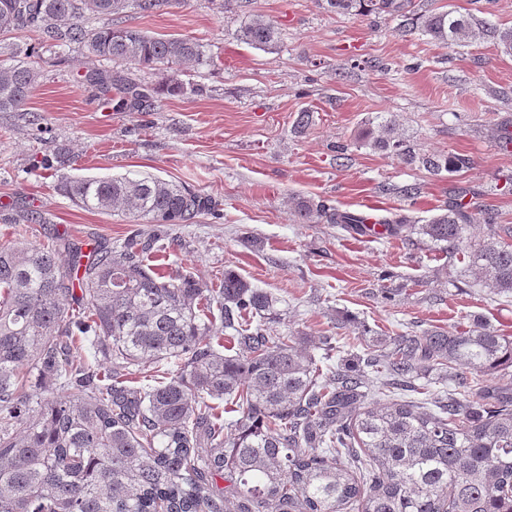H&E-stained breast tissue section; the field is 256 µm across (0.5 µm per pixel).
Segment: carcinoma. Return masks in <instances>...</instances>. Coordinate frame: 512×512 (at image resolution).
<instances>
[{
    "instance_id": "cac0c4a2",
    "label": "carcinoma",
    "mask_w": 512,
    "mask_h": 512,
    "mask_svg": "<svg viewBox=\"0 0 512 512\" xmlns=\"http://www.w3.org/2000/svg\"><path fill=\"white\" fill-rule=\"evenodd\" d=\"M174 0H0V33L38 29L85 47L103 60L171 69L203 58L185 36L158 38L132 27L87 29L85 14L110 17L131 7L150 14ZM343 15L402 18L401 35L422 34L446 47L491 41L512 53V27L470 13L418 15L408 0H319ZM239 41L263 49L280 32L246 18ZM38 74L0 67V112H22ZM86 81L115 89L140 108L148 87L109 70ZM373 149L429 172L460 171L464 155H416L379 117ZM76 206L121 210L155 225L116 248H82L57 237L46 244H0V512H512V388L484 386L470 372L512 367V340L475 326L462 333L395 336L363 367H338L322 379L294 335L269 336L281 300L232 270L217 281L169 278L147 263L167 224H195L216 202L152 176L67 180ZM458 189L444 212L414 226L407 216L379 220L392 236L416 231L456 249L479 211L490 234L470 245V269L498 293H512V228L489 205L463 201ZM303 224L365 220L323 201L295 200ZM237 345L226 355L224 333ZM83 356L75 359L70 351ZM112 363L103 366L101 360ZM176 369L154 383L128 386L140 365ZM454 373L455 391L375 407L365 370L381 393L414 390L419 366ZM239 417L224 432L217 410ZM230 482L227 500L216 478Z\"/></svg>"
}]
</instances>
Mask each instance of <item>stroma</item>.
<instances>
[{"instance_id":"1","label":"stroma","mask_w":512,"mask_h":512,"mask_svg":"<svg viewBox=\"0 0 512 512\" xmlns=\"http://www.w3.org/2000/svg\"><path fill=\"white\" fill-rule=\"evenodd\" d=\"M443 8L487 10L512 26V0L411 3L418 14ZM249 14L279 27L275 50L236 39ZM110 21L193 38L208 60L135 71L39 32L0 34V64H12L10 45H32L28 63L38 73L24 111L0 112V242L36 245L61 235L87 251L151 232L125 215L76 207L57 189L65 176L150 174L218 204L197 223L171 225L177 243L160 258L166 271L210 280L230 269L274 293L284 318L268 324V335L303 337L312 355H322L327 339L338 358L350 359L392 336L460 332L476 319L512 337V293L492 292L463 259L486 225L471 224L451 254L415 233L369 236L302 224L293 212L294 198L305 196L377 218L403 211L422 224L464 188L512 225V147L496 138L512 123V54L490 42L445 48L422 35L404 39L396 18L339 15L317 0H249L242 8L235 0H177ZM110 21L88 15L82 23ZM105 67L151 88L173 75L183 90L140 112L120 93L85 82L87 70ZM303 111L311 123L300 130ZM380 113L416 152L463 154L470 167L433 175L374 151L365 133ZM339 143L349 146L346 158L336 155ZM56 157L61 166L42 169V159ZM413 183L414 202L395 194ZM33 214L40 223H28Z\"/></svg>"}]
</instances>
